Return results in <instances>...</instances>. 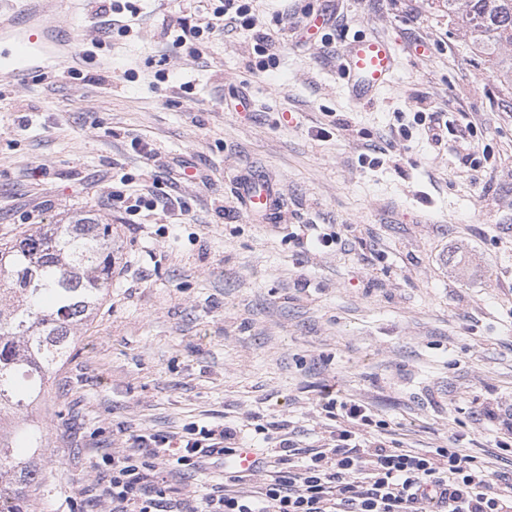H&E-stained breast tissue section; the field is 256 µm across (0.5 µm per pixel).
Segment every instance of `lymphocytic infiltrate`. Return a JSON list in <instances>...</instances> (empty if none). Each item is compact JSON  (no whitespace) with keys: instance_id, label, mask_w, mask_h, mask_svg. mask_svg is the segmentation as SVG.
Here are the masks:
<instances>
[{"instance_id":"f902f5d3","label":"lymphocytic infiltrate","mask_w":512,"mask_h":512,"mask_svg":"<svg viewBox=\"0 0 512 512\" xmlns=\"http://www.w3.org/2000/svg\"><path fill=\"white\" fill-rule=\"evenodd\" d=\"M172 52L189 49L202 57L209 35L221 29L255 34L258 54L275 62V39L259 29L254 0H219L213 10L177 18ZM112 206L129 215L156 209L176 218L181 199L146 190L137 196L112 194ZM317 404L337 426L318 448H300L272 423L270 448L256 461L260 485L248 474L225 471L219 493L205 498L206 512H512V469H490L468 449L405 448L386 445L370 432V408L322 385ZM237 431L228 426H196L178 437L144 432L126 453L107 459L111 476L103 493L112 512H196L166 495L168 471L199 470L206 459H232Z\"/></svg>"}]
</instances>
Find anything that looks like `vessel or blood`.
I'll return each mask as SVG.
<instances>
[{
  "label": "vessel or blood",
  "mask_w": 512,
  "mask_h": 512,
  "mask_svg": "<svg viewBox=\"0 0 512 512\" xmlns=\"http://www.w3.org/2000/svg\"><path fill=\"white\" fill-rule=\"evenodd\" d=\"M21 13L36 20L37 26L0 46V72L22 81L45 73L38 60L50 47L59 52L63 66L75 67L79 57L71 41L59 38L50 0H24ZM395 64V54L386 40L354 38L342 63L350 97L359 103L371 102L376 91L388 83ZM235 192L249 218L260 224L267 223L281 203L278 185L261 175L241 179Z\"/></svg>",
  "instance_id": "obj_1"
}]
</instances>
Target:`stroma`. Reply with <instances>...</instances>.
Here are the masks:
<instances>
[{"instance_id":"1","label":"stroma","mask_w":512,"mask_h":512,"mask_svg":"<svg viewBox=\"0 0 512 512\" xmlns=\"http://www.w3.org/2000/svg\"><path fill=\"white\" fill-rule=\"evenodd\" d=\"M56 2L84 58L74 73L0 75V241L88 211L111 224L116 264L28 412L52 483L33 512H112L100 461L144 431L226 424L263 448L256 423L285 420L299 447H319L329 381L371 406L385 440L438 448L458 434L486 461L512 445V90L440 0H260L264 31H288L264 69L248 31L213 32L200 59L166 54L180 0H136L126 36L100 31L96 0ZM316 13L327 24L313 37ZM362 33L398 55L368 106L337 75ZM428 110L457 133L428 138L414 121ZM252 173L284 194L271 223L234 194ZM124 184L188 211L114 210ZM316 227L336 243L315 244ZM223 482L220 461L176 470L167 495L198 507Z\"/></svg>"}]
</instances>
